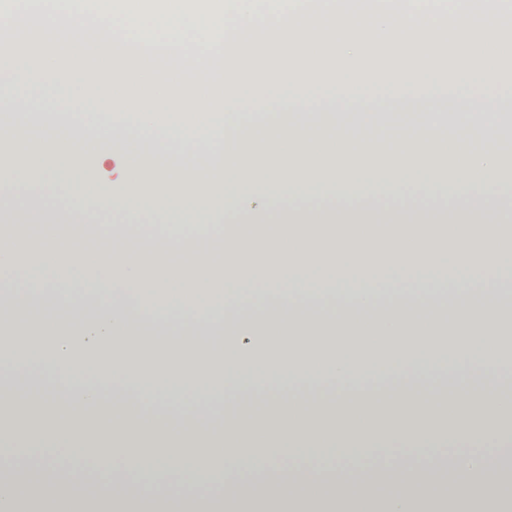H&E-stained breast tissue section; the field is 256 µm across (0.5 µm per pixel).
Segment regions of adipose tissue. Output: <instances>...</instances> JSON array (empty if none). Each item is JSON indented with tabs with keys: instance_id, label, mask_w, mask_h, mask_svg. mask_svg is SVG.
<instances>
[{
	"instance_id": "1",
	"label": "adipose tissue",
	"mask_w": 512,
	"mask_h": 512,
	"mask_svg": "<svg viewBox=\"0 0 512 512\" xmlns=\"http://www.w3.org/2000/svg\"><path fill=\"white\" fill-rule=\"evenodd\" d=\"M163 69L28 60L16 43H0V100L30 87L41 95L37 109L11 112L28 131L19 149L37 166L0 184V223L23 214L32 235L67 228L38 251L30 237L0 234V332L40 333L35 305L94 303L46 346H0V416L10 421L0 446L17 457L89 449L107 471L153 479H116L101 495L48 460L34 473L0 474V512H512V433L491 425L512 416V364L489 348L512 303V180L495 175L493 137L512 126V113L497 109L512 101V84L490 67L449 69L443 83L428 82L425 68L290 72L238 104L232 94L249 76L194 71L191 79L209 76L225 90L168 104L210 113L195 139L141 99L112 95L116 84L164 94ZM77 83L100 85L94 111L58 114L56 95ZM118 107L142 137L181 141L160 195L203 183L220 198L209 243L173 241L148 224L88 227L77 195L61 210L42 207L63 191L60 163H77L82 142L111 146L103 120ZM457 132L486 141L455 156L441 200L431 179L408 172ZM228 138L255 154L294 143L288 175L264 207L225 194L223 181L204 182L201 169L218 164ZM378 172L380 195L370 183ZM321 181L318 202L297 203L298 188ZM94 195L120 214L145 198L141 180L125 174L95 184ZM79 226L88 234L77 236ZM364 311L375 314L372 326L358 323ZM212 336L222 339L214 352ZM22 365L40 369L36 381L49 388L34 434L23 417L28 387L15 378ZM300 389L313 401L289 410ZM188 396L206 403L178 408ZM144 444L151 455L131 456ZM388 452L393 464L378 465ZM286 455L357 467L336 483L323 469L284 465ZM240 467L252 481L228 483ZM168 474L219 492L175 495Z\"/></svg>"
}]
</instances>
